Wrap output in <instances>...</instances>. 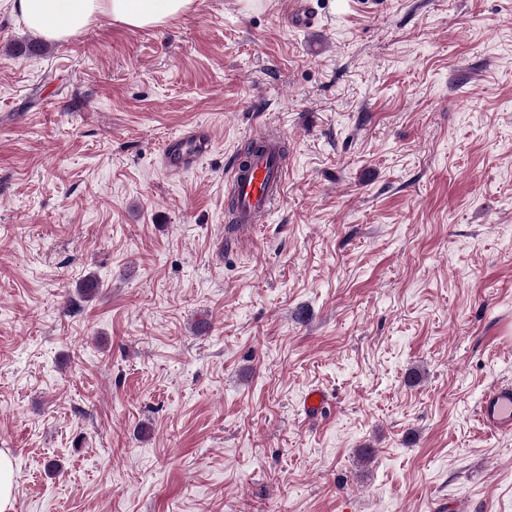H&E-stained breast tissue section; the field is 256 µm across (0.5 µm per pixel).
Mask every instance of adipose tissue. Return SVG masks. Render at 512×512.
I'll use <instances>...</instances> for the list:
<instances>
[{"label": "adipose tissue", "instance_id": "obj_1", "mask_svg": "<svg viewBox=\"0 0 512 512\" xmlns=\"http://www.w3.org/2000/svg\"><path fill=\"white\" fill-rule=\"evenodd\" d=\"M195 4L196 0H13L27 27L54 42L70 40L103 17L132 29L161 28Z\"/></svg>", "mask_w": 512, "mask_h": 512}]
</instances>
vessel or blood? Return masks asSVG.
Instances as JSON below:
<instances>
[{
  "label": "vessel or blood",
  "mask_w": 512,
  "mask_h": 512,
  "mask_svg": "<svg viewBox=\"0 0 512 512\" xmlns=\"http://www.w3.org/2000/svg\"><path fill=\"white\" fill-rule=\"evenodd\" d=\"M288 21L307 29L314 24L310 0H290ZM260 149L250 157L232 155L225 175L227 186L225 220L234 225L263 224L284 198L286 167L282 158L284 139L278 130L264 131L256 138ZM211 147L207 129L193 128L165 144L159 164L177 175L195 167ZM478 419L493 432L512 431V385L500 384L486 392L478 406Z\"/></svg>",
  "instance_id": "1"
}]
</instances>
